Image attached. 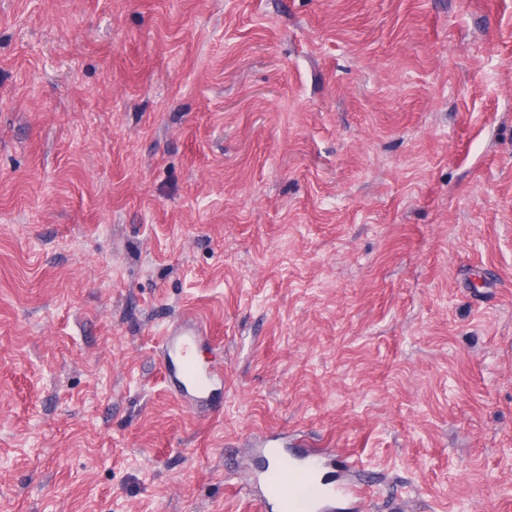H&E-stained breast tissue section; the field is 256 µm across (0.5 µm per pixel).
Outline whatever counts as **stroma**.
<instances>
[{
    "label": "stroma",
    "mask_w": 512,
    "mask_h": 512,
    "mask_svg": "<svg viewBox=\"0 0 512 512\" xmlns=\"http://www.w3.org/2000/svg\"><path fill=\"white\" fill-rule=\"evenodd\" d=\"M271 433L512 512V0H0V512H257ZM208 335L202 323L178 322L167 328L161 339L166 379L192 408L210 409L224 398L222 362L211 365L199 358L202 342Z\"/></svg>",
    "instance_id": "stroma-1"
}]
</instances>
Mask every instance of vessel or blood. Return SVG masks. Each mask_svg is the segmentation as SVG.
Listing matches in <instances>:
<instances>
[{"mask_svg":"<svg viewBox=\"0 0 512 512\" xmlns=\"http://www.w3.org/2000/svg\"><path fill=\"white\" fill-rule=\"evenodd\" d=\"M209 331L202 323H176L161 344L166 379L190 407L209 409L224 397V369L201 362L199 350ZM255 479L261 512H336L345 498L362 505L368 494L356 463L331 448H266Z\"/></svg>","mask_w":512,"mask_h":512,"instance_id":"vessel-or-blood-1","label":"vessel or blood"}]
</instances>
